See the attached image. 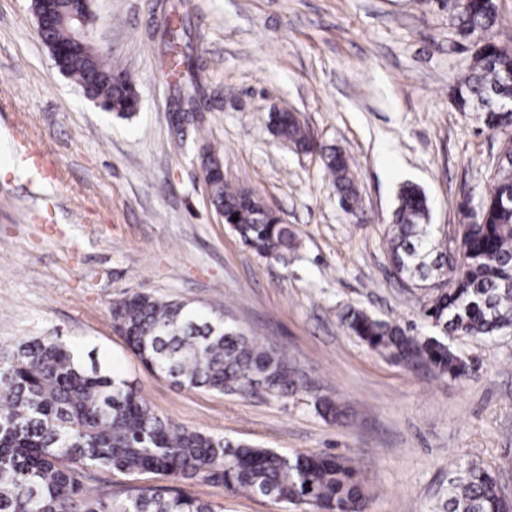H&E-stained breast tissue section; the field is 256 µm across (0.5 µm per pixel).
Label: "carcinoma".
Returning a JSON list of instances; mask_svg holds the SVG:
<instances>
[{
    "instance_id": "1",
    "label": "carcinoma",
    "mask_w": 512,
    "mask_h": 512,
    "mask_svg": "<svg viewBox=\"0 0 512 512\" xmlns=\"http://www.w3.org/2000/svg\"><path fill=\"white\" fill-rule=\"evenodd\" d=\"M56 16L44 37L72 44L63 15L75 10L95 24L90 0H55ZM457 35L472 46L471 60L453 88L461 112L482 113L492 131L512 129V36H492L499 24L494 0H442ZM74 45V44H72ZM65 74L107 112L133 116L140 99L135 84L113 71L98 45H74ZM271 125L302 153L323 156L341 207L360 210L348 158L318 147L292 112H275ZM203 164L211 202L240 239L261 257L276 258L292 247L288 226L253 192L224 182L217 155ZM466 225L463 259L450 288H430L421 318L446 336L492 337L512 328V178L499 180L474 210L460 204ZM238 220H233V217ZM394 273L425 286L446 274L448 247L431 224L425 193L402 186L388 229ZM112 321L151 371L186 388L247 394L258 380L269 390L292 385L284 358L238 328L203 314L189 303L135 293L112 305ZM349 330L371 350L413 371L464 379L469 364L437 336H418L398 323L361 309L343 315ZM99 471L146 473L172 482L203 477L230 491L243 490L313 512H363L365 492L355 468L332 455L277 452L188 429L161 419L132 383L96 362L85 363L60 337L31 338L0 358V512H215L176 488L134 486L125 497L91 495L86 484ZM499 479L476 461L448 471L446 512H509Z\"/></svg>"
}]
</instances>
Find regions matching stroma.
Wrapping results in <instances>:
<instances>
[{"instance_id":"obj_1","label":"stroma","mask_w":512,"mask_h":512,"mask_svg":"<svg viewBox=\"0 0 512 512\" xmlns=\"http://www.w3.org/2000/svg\"><path fill=\"white\" fill-rule=\"evenodd\" d=\"M32 0H0V356L37 336L94 353L172 423L288 454L350 458L366 512H444L450 463L475 460L512 496V329L450 346L471 376L414 372L341 322L360 308L417 333L423 293L392 274L386 234L402 183L426 192L432 221L458 233L462 196L488 192L512 130L459 111L451 86L469 62L438 0H93L113 68L140 107L121 119L64 76ZM170 14L185 92L201 130L169 122L176 84L160 70ZM297 114L350 161L359 215L344 212L319 153L294 151L271 113ZM225 181L253 191L295 235L259 257L210 202L203 148ZM144 292L223 317L283 356L288 393L180 388L147 371L112 322ZM330 398L344 412L323 416ZM182 490L218 512H305L202 478Z\"/></svg>"}]
</instances>
